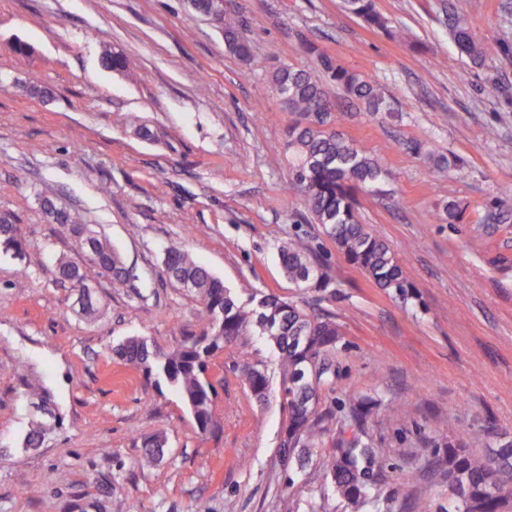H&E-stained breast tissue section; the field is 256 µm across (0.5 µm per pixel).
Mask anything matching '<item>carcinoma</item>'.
I'll return each mask as SVG.
<instances>
[{
	"label": "carcinoma",
	"instance_id": "obj_1",
	"mask_svg": "<svg viewBox=\"0 0 512 512\" xmlns=\"http://www.w3.org/2000/svg\"><path fill=\"white\" fill-rule=\"evenodd\" d=\"M344 3L350 14L369 26L389 30V21L377 11L374 0ZM189 6L222 26L232 51L242 58L249 56L247 46L239 40L236 18L222 11L217 0H189ZM448 31L461 55L476 68L485 66L488 50L476 36L472 22L451 14ZM307 52L315 56L317 69L284 66L272 78L283 108L296 116L288 127L287 149L300 191L302 210L297 217L307 224L319 225L321 233L348 262L363 270L378 287L407 301L413 297V285L387 243L370 232L359 215L358 196L378 191L386 170L379 160L336 130L335 103L316 71L334 83L345 98L358 102L374 117L393 118L399 108L375 80L341 66L313 45L307 46ZM101 63L108 70L130 69L127 57L117 52L104 53ZM408 149L438 169L457 163L456 157L439 154L429 141L413 142ZM44 209L54 223L71 227L77 246L85 252L81 265L59 263L62 281L82 290L101 278L124 285L138 279L134 268L126 265L107 238L98 234L92 249L84 247L82 234L88 225L78 215L58 211L49 202ZM508 213L506 205L495 202L475 209V222L502 224L508 220ZM23 245L18 226L9 215L1 214L0 247L20 256ZM280 265L288 280L302 292L309 288L325 292L333 287L327 267L304 237L297 236L283 246ZM163 267L170 282L192 290L199 303V330L185 334L179 345L169 351L149 347L142 337L129 336L118 344L116 353L148 377L162 379L174 389L189 408L199 432L206 435L218 428L215 385L208 376L211 359L226 345H246L247 337L261 321L270 322L267 338L277 352L282 399L288 410V424L279 449L288 455V466L283 471L290 467L303 470L315 461L342 512H374L379 508L388 499V490L374 464L387 456L388 449L368 438L373 400L364 397L343 406L345 425L355 429L351 439L338 427L336 409L321 402L322 392L332 389L335 377L332 356L342 336L336 318L309 313L301 302L273 294L239 302L180 239L165 248ZM240 376L257 402L267 400L269 379L265 370L246 362L240 367ZM25 393L38 407L46 405L50 398L39 381L26 382ZM327 439L331 440L332 450L313 459L315 450ZM433 447L443 449L430 466L447 479L448 512H500L512 496L511 444L502 445L494 455H485L450 432L447 439L433 442Z\"/></svg>",
	"mask_w": 512,
	"mask_h": 512
}]
</instances>
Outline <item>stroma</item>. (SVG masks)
Returning <instances> with one entry per match:
<instances>
[{
    "label": "stroma",
    "mask_w": 512,
    "mask_h": 512,
    "mask_svg": "<svg viewBox=\"0 0 512 512\" xmlns=\"http://www.w3.org/2000/svg\"><path fill=\"white\" fill-rule=\"evenodd\" d=\"M376 3L395 36L365 26L343 0H224L241 21L244 60L186 0H0V214L25 239L23 259L0 252V512H127L131 502L139 512H307L311 500L340 512L316 466L282 473L287 412L264 338L212 359L220 426L207 435L177 393L113 354L128 336L171 349L192 329L195 298L163 272L178 238L242 302L256 292L294 298L278 258L290 239L321 252L338 292L309 291L306 306L333 314L342 333L325 397L376 401L368 434L390 451L381 473L391 495L379 512H446L448 485L425 465L430 439L453 431L487 455L512 441V221L477 224L471 213L512 204V101L481 92L490 77L512 89V0ZM452 7L473 21L486 67L449 40ZM309 43L400 104L392 120L343 107L338 128L389 171L378 193L362 196V221L395 253L413 300L378 288L319 225L295 216L294 117L271 76L311 64ZM107 49L132 72L105 69ZM417 139L459 167L434 172L409 150ZM443 199L465 206L461 222L436 211ZM47 201L80 214L138 274L130 287L104 279L93 288L99 317L87 318L57 279L59 259L82 254L46 218ZM21 268L30 286L20 292L11 283ZM246 358L268 370L265 403L241 383ZM28 378L50 391L47 410L25 396ZM36 420L44 440L24 448ZM160 432L167 444L155 463L141 439Z\"/></svg>",
    "instance_id": "1"
}]
</instances>
